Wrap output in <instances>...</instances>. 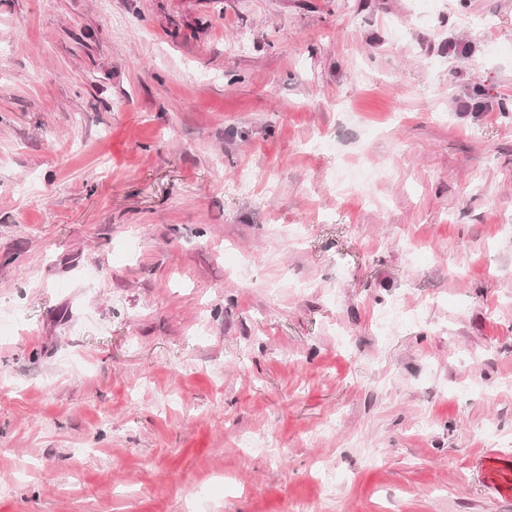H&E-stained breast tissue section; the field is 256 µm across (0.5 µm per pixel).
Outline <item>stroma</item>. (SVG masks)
Segmentation results:
<instances>
[{"mask_svg":"<svg viewBox=\"0 0 512 512\" xmlns=\"http://www.w3.org/2000/svg\"><path fill=\"white\" fill-rule=\"evenodd\" d=\"M512 0H0V512H512Z\"/></svg>","mask_w":512,"mask_h":512,"instance_id":"obj_1","label":"stroma"}]
</instances>
